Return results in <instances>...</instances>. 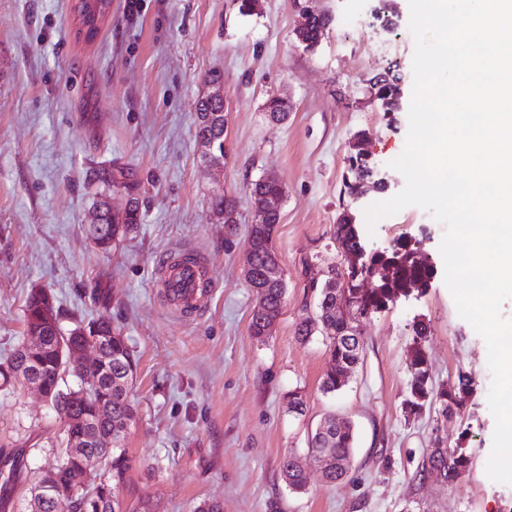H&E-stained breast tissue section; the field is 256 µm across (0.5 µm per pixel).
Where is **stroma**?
Instances as JSON below:
<instances>
[{
	"label": "stroma",
	"instance_id": "35a3bbf8",
	"mask_svg": "<svg viewBox=\"0 0 512 512\" xmlns=\"http://www.w3.org/2000/svg\"><path fill=\"white\" fill-rule=\"evenodd\" d=\"M112 0L95 38L77 33L75 0H0V356L21 335L31 288L54 297L62 330L111 321L137 359L129 395L137 418L126 439L132 459L119 490L152 512H188L213 500L224 512H512V485L486 475L495 429L488 406L487 347L458 315L444 283V226L408 206L365 236L370 250L416 244L437 273L420 298L397 300L358 324L362 360L345 386L322 394L328 365L321 337L299 340L313 315L310 277L336 260L341 211L365 224V209L405 186L390 161L403 151L412 99L414 39L408 0H317L333 22L304 48L295 37L303 0H259L241 15L235 0ZM383 8L392 25L373 24ZM224 74L227 100L222 174L202 163L197 102L208 72ZM393 75L394 112L369 80ZM275 95L287 120L266 118ZM364 135L372 176L348 194L350 145ZM274 175L285 187L274 236L287 291L264 339L248 326L255 297L244 280L248 185ZM112 208L137 201L142 219L109 252L86 234L97 193ZM237 200L228 232L209 198ZM204 254L210 287L201 306L168 303L159 264L183 247ZM428 326L434 389L458 374L473 380L458 414L440 405L407 415L404 400L413 321ZM307 397L289 412L288 391ZM352 422L346 476L329 484L308 453L320 420ZM62 423L31 390H0V447L21 449L24 472L55 463ZM468 449L472 465L455 484L425 473L430 448ZM295 456L307 473L289 491L280 470Z\"/></svg>",
	"mask_w": 512,
	"mask_h": 512
}]
</instances>
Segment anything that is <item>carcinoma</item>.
<instances>
[{"label": "carcinoma", "instance_id": "1", "mask_svg": "<svg viewBox=\"0 0 512 512\" xmlns=\"http://www.w3.org/2000/svg\"><path fill=\"white\" fill-rule=\"evenodd\" d=\"M330 24V18L323 13L311 17L297 34L305 47L316 46ZM376 94L385 105L395 106L397 88L389 79H378L374 83ZM227 114L224 113V100L211 99L204 95L197 104L195 136L198 142H207L210 152L202 153L201 158L207 164H224L227 153L224 147V129ZM354 154L350 156V171L355 178L368 175L363 165V148L353 144ZM284 192V186L274 176L266 175L249 187V198L253 211L260 214L259 221L250 225L249 251L252 256L250 277L256 286V302L249 325L254 337L267 334V328L278 318L282 310L286 284L282 277L269 276L270 267L278 265L273 235L281 221L280 213L266 211L270 197ZM211 212L224 219L226 224L236 223L237 200L233 196L216 193L210 198ZM95 223L88 225L89 236L99 242L100 250L109 251L120 237L133 230L140 223L138 203H131L124 212H112L106 196L94 203ZM333 239L346 255V271L342 274L344 288L336 290L324 287V283L310 285V291L317 293V313L313 318L303 319L296 327V335L302 340L318 334L322 336L329 354V363L324 371L320 390L325 394H334L346 384L343 371H354L362 359L361 337L358 336L360 319L385 310L406 293L421 294L435 275L434 267L415 248L402 244L390 252L371 253L366 250L359 227L352 218L342 213L334 224ZM386 270L372 288L363 287L365 279L371 277L374 269ZM341 297H336V294ZM54 310V303L36 300L29 294L24 306L26 328L39 326V319L46 311ZM413 350L409 361L408 395L405 399L406 410L410 414H420L427 407L438 402L442 414L453 415L460 410L463 399L471 389V378L458 375L457 380L448 388L434 391L429 373L424 339L427 326L418 322L414 325ZM23 341H18L5 356L0 357V387H8L6 371L18 369L24 363L21 352ZM42 382L53 392L62 388L67 392L80 393L78 382L70 383L61 376L65 365L51 349L39 354ZM104 384L112 387V398L102 401L97 392L88 391L87 398L75 403L68 410L72 432L81 433L84 425L93 423L104 432L112 433V452L104 462L107 477L99 481L86 482L79 458L60 449L62 459L58 478L73 485L88 484L89 490L110 486L117 488L124 483L131 469V460L125 448V438L131 423L135 419V409L129 400V392L134 380L136 360L133 351L123 336L112 338V345L103 349ZM355 434L349 424L342 431L330 436L319 437L314 432L309 441V453L323 451L333 461L332 467L324 474L326 482L334 483L347 473L354 448ZM471 465V457L464 448L449 451L445 448H432L428 455V470L439 476L444 482L452 484L465 476ZM281 473L288 488L292 491L306 484L307 477L293 455L281 461ZM87 490V491H89ZM86 490H79L68 499L66 506L57 508L51 502H41L36 494H31L28 512H90L84 500Z\"/></svg>", "mask_w": 512, "mask_h": 512}]
</instances>
